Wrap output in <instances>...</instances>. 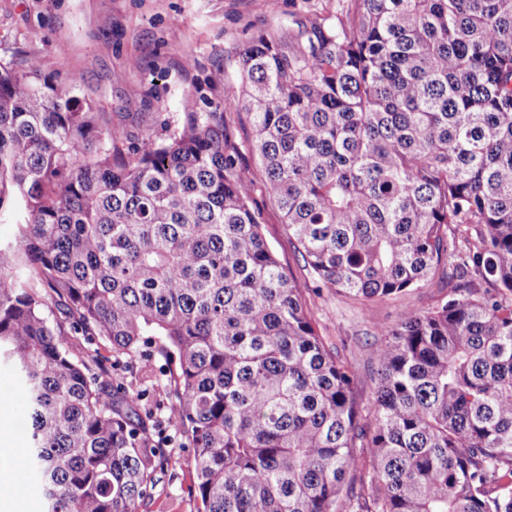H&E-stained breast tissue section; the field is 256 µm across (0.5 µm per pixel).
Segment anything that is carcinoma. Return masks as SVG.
<instances>
[{"label":"carcinoma","mask_w":512,"mask_h":512,"mask_svg":"<svg viewBox=\"0 0 512 512\" xmlns=\"http://www.w3.org/2000/svg\"><path fill=\"white\" fill-rule=\"evenodd\" d=\"M237 56L212 78L230 96L200 112L188 91L164 137L112 123L75 72L0 64V362L45 512H138L176 437L198 512H512V0H336ZM259 181L318 287L364 305L444 282L372 324L365 412ZM227 118L235 130L236 142L240 148L239 163L243 167L251 169L256 166V158L250 149V124L244 112H228Z\"/></svg>","instance_id":"1"}]
</instances>
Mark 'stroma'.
I'll return each instance as SVG.
<instances>
[{"instance_id":"35a3bbf8","label":"stroma","mask_w":512,"mask_h":512,"mask_svg":"<svg viewBox=\"0 0 512 512\" xmlns=\"http://www.w3.org/2000/svg\"><path fill=\"white\" fill-rule=\"evenodd\" d=\"M335 10V0H280L270 11L267 0H0V62L37 56L45 71L59 60L81 74L79 94L102 104L116 124L151 122L158 134L179 127L182 100L192 88H210L213 70H237L236 49L260 26L287 20L289 13ZM192 67H185V60ZM254 205L264 213L263 233L281 266L302 288L315 326L327 345L353 365L359 404L372 396L376 364L370 350L382 338L370 328L396 325L406 309L430 307L443 290L439 281L404 297L364 307L330 290L313 293L288 231L263 188ZM27 409L13 369L0 364V448L17 456L16 490L0 512H42L39 481L27 463L19 433ZM170 461L156 474V488L140 512H196L189 493L195 480L189 449L171 444Z\"/></svg>"}]
</instances>
